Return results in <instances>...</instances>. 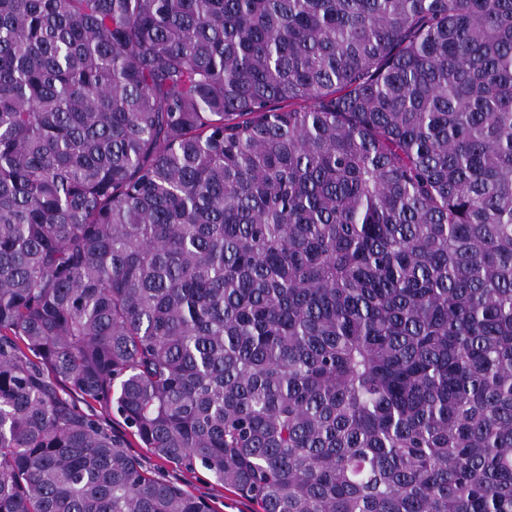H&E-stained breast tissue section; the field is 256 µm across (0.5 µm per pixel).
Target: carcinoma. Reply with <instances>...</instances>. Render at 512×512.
<instances>
[{"instance_id": "1", "label": "carcinoma", "mask_w": 512, "mask_h": 512, "mask_svg": "<svg viewBox=\"0 0 512 512\" xmlns=\"http://www.w3.org/2000/svg\"><path fill=\"white\" fill-rule=\"evenodd\" d=\"M512 512V0H0V512ZM132 443L131 453L138 458L144 468L151 470L160 479L175 483L195 495L211 499L219 512H255L258 509L250 500L217 486L206 471L197 469L194 473L188 472L160 461L146 448L137 447L135 441Z\"/></svg>"}]
</instances>
